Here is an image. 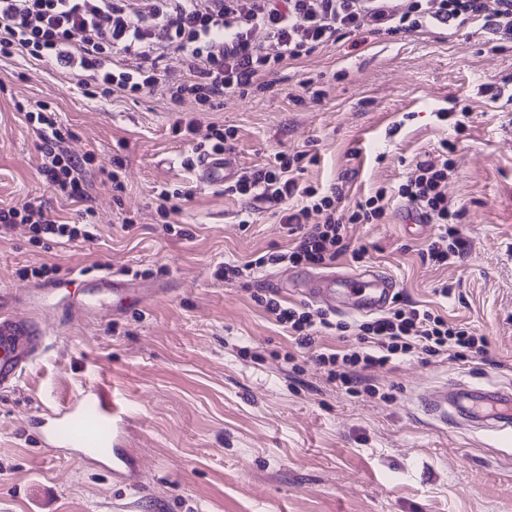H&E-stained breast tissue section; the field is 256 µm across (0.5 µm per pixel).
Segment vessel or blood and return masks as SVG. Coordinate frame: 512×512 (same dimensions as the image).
Returning a JSON list of instances; mask_svg holds the SVG:
<instances>
[{
	"label": "vessel or blood",
	"mask_w": 512,
	"mask_h": 512,
	"mask_svg": "<svg viewBox=\"0 0 512 512\" xmlns=\"http://www.w3.org/2000/svg\"><path fill=\"white\" fill-rule=\"evenodd\" d=\"M232 176L221 154L203 158L198 179L207 186H220ZM80 296L63 305L65 314H105L126 312L125 300L137 292L141 303L159 296L156 288H138L110 275L76 278ZM298 293L328 309L343 308L353 313L372 314L388 307L393 295L392 281L372 271L357 274H328L302 277L295 281ZM47 338L20 309L19 297L0 295V391H11L29 363L45 348ZM473 413L490 426L512 427V393L497 391L476 404ZM129 416L126 407L98 387L86 388L81 395L55 406L44 417L32 422L43 447L75 449L83 461L108 471L113 479L140 488L135 467L126 451Z\"/></svg>",
	"instance_id": "1"
}]
</instances>
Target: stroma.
Listing matches in <instances>:
<instances>
[{"label": "stroma", "instance_id": "35a3bbf8", "mask_svg": "<svg viewBox=\"0 0 512 512\" xmlns=\"http://www.w3.org/2000/svg\"><path fill=\"white\" fill-rule=\"evenodd\" d=\"M315 76L324 95L303 100V83ZM507 76L512 38L497 41L472 25L369 33L283 61L269 88L227 96L203 115L234 130L232 171L307 150L320 162L305 181L325 187L348 176L352 201L397 185L441 140L456 142L447 191L462 212L465 258L447 267L424 259L437 228L408 224L394 199L377 223L347 227L353 244L367 246L365 262L345 255L334 268L386 273L402 296L487 337L491 360L404 358L370 374L390 393L385 402L348 395L308 358L292 370L283 359L287 333L250 290L215 276L219 262H244L289 240L273 210L246 212L185 166L191 146L172 136L162 90L91 99L78 77L21 53L0 57V208L40 202L62 220L92 222L95 235L44 245L17 224L0 236V292L28 295L25 311L49 337L17 387L0 392V512H512V436L465 428L455 412L437 424L421 405L427 391L458 380L512 388ZM493 86L507 97L491 99ZM38 101L56 109L69 150L92 158L86 206L58 201L39 173L40 140L22 113ZM455 102L471 110L461 133L439 118ZM121 139L127 148H118ZM112 170L123 191L108 181ZM163 187L191 192L167 219L157 212ZM168 223L186 237L167 233ZM44 265L50 274L34 276ZM103 268L135 272L164 293L116 319L65 317L57 308L64 281ZM443 282L453 286L446 299L435 293ZM50 287L57 294L46 305L41 291ZM244 346L258 357L242 355ZM93 383L126 404L140 490L35 442L30 418Z\"/></svg>", "mask_w": 512, "mask_h": 512}]
</instances>
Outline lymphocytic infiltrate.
<instances>
[{"label": "lymphocytic infiltrate", "mask_w": 512, "mask_h": 512, "mask_svg": "<svg viewBox=\"0 0 512 512\" xmlns=\"http://www.w3.org/2000/svg\"><path fill=\"white\" fill-rule=\"evenodd\" d=\"M480 23L503 37L512 36V0H0V55L22 52L63 74H77L90 96H125L163 87L174 112V136L189 137L197 157L231 148L234 131L204 123L202 113L216 111L227 94L247 95L264 88V79L287 59L310 55L341 37L411 32L426 25ZM177 53L183 76L161 82L158 71L169 53ZM193 103L186 113L185 103ZM44 182L67 199L82 202V173L87 157L64 148L65 137L54 113L39 106ZM454 143L441 142L435 155L420 160L412 175L394 188L344 208L346 178L320 188L301 182L318 156L304 151L277 153L266 166L246 170L224 185L225 193L246 203L279 208L281 223L293 236L292 248L268 251L244 264L221 263L219 277L251 278L256 270L278 265L327 267L346 254L363 261L366 246L351 247L349 224L380 220L391 198L437 225L427 247L428 258L450 265L464 256L467 242L458 228L461 212L445 186L455 169ZM29 225L35 240L88 242L84 224H67L43 204L0 208V226ZM255 302L274 316L293 344L286 361L298 351L310 353L326 380L352 394L376 395L366 376L405 356L423 361L448 355L466 362L487 359L489 342L467 327L451 324L433 309L396 299L388 312L369 321L341 322L306 306L285 304L276 292L255 295ZM358 336V347L334 350L325 335Z\"/></svg>", "instance_id": "lymphocytic-infiltrate-1"}]
</instances>
